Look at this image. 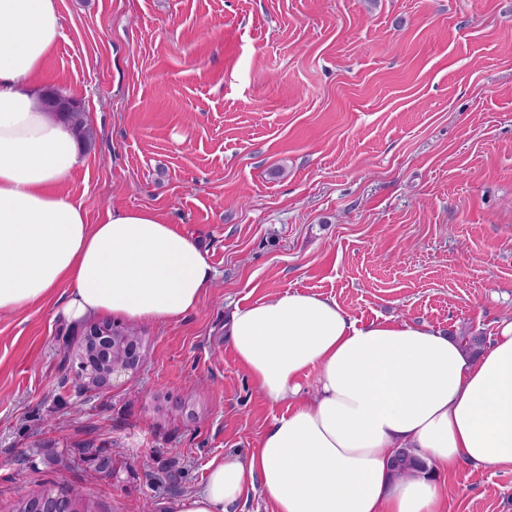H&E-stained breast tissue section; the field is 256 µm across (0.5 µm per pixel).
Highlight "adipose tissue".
Wrapping results in <instances>:
<instances>
[{"label":"adipose tissue","mask_w":512,"mask_h":512,"mask_svg":"<svg viewBox=\"0 0 512 512\" xmlns=\"http://www.w3.org/2000/svg\"><path fill=\"white\" fill-rule=\"evenodd\" d=\"M61 28L58 0H0V313L54 297L71 325L180 320L212 283L198 239L150 209L89 223L64 189L85 155L45 108ZM228 334L253 387L291 409L248 457L213 458L171 512H235L254 489L275 512H441L429 475L394 471L396 450L437 472L512 468V321L474 356L428 324H360L333 299L285 292L235 308Z\"/></svg>","instance_id":"ef3b65f1"}]
</instances>
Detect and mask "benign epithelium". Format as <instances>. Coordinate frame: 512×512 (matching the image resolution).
Segmentation results:
<instances>
[{
    "label": "benign epithelium",
    "instance_id": "obj_1",
    "mask_svg": "<svg viewBox=\"0 0 512 512\" xmlns=\"http://www.w3.org/2000/svg\"><path fill=\"white\" fill-rule=\"evenodd\" d=\"M145 350L142 333L132 331L116 335L99 322L84 325L77 344L67 351L80 389L96 391L112 385L115 375L139 370ZM26 512H78L70 499L45 492L30 498Z\"/></svg>",
    "mask_w": 512,
    "mask_h": 512
}]
</instances>
